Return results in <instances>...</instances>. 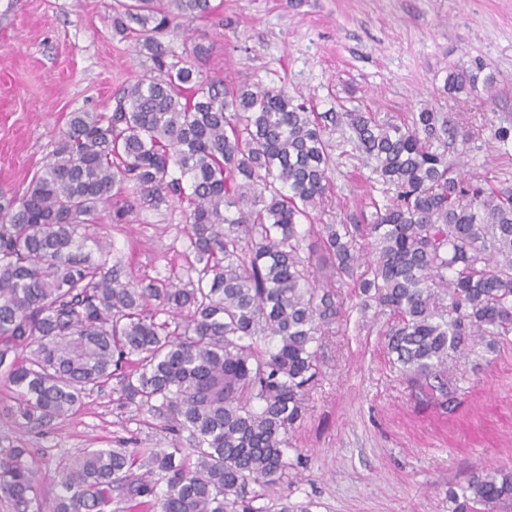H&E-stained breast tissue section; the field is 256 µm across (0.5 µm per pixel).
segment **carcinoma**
Instances as JSON below:
<instances>
[{"mask_svg": "<svg viewBox=\"0 0 512 512\" xmlns=\"http://www.w3.org/2000/svg\"><path fill=\"white\" fill-rule=\"evenodd\" d=\"M210 0H113L112 28L134 38L151 75L115 109L72 112L43 170L18 194L0 188V386L13 423L50 433L110 381L113 403L160 422L171 448L132 438L61 458L46 506L31 449L0 448L5 512H271L265 491L288 470L290 434L321 374L319 349L351 288L359 307L389 313L384 351L405 375L432 377L451 403L445 364L482 340L512 335V185L455 173L439 151L466 146L424 108L397 121L331 114L381 196L360 214L315 224L334 196L338 162L323 116L284 85L228 88L163 39ZM483 65L448 73L450 93L493 94ZM512 143V120L489 119ZM178 169L180 176L172 174ZM190 180L183 287L122 278L89 226L112 210L124 224ZM370 212H365V209ZM317 226L302 253V222ZM468 512L512 500V471L481 469L463 489Z\"/></svg>", "mask_w": 512, "mask_h": 512, "instance_id": "1", "label": "carcinoma"}]
</instances>
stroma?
Returning <instances> with one entry per match:
<instances>
[{"mask_svg":"<svg viewBox=\"0 0 512 512\" xmlns=\"http://www.w3.org/2000/svg\"><path fill=\"white\" fill-rule=\"evenodd\" d=\"M113 0H0V187L23 192L55 149L70 113L112 112L123 88L153 66L133 39L112 29ZM211 14L185 19L166 38L203 43L197 67L225 84H286L319 112L398 116L428 107L476 130L451 165L512 184V146L482 132L488 113L512 118V0H210ZM481 61L496 89L449 93V71ZM348 128L330 137L342 164L334 175V217L359 211L367 188L348 156ZM188 202L171 200L104 219L94 234L127 277L186 283L194 255ZM386 317L351 312L326 337L322 374L292 438L300 464L266 501L287 497L293 512H456L454 492L475 468L512 470V342L451 357L448 409L408 382L384 351ZM0 390V448L25 439L31 466L51 487L61 455L109 448L136 437L170 440L136 413H119L111 391L90 398L50 434L23 433Z\"/></svg>","mask_w":512,"mask_h":512,"instance_id":"obj_1","label":"stroma"}]
</instances>
